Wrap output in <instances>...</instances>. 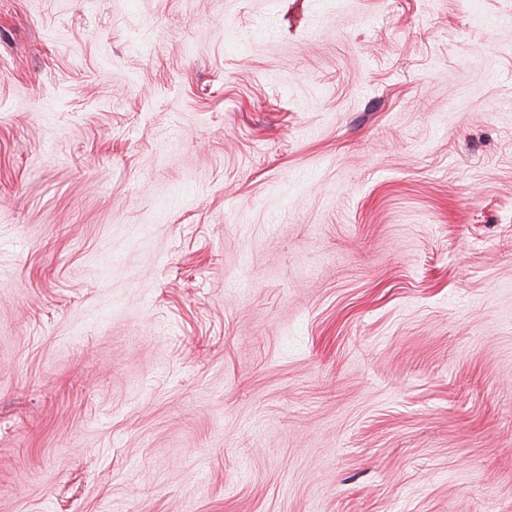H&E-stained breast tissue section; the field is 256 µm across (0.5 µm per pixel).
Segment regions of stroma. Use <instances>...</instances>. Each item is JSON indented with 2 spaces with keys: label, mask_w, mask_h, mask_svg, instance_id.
<instances>
[{
  "label": "stroma",
  "mask_w": 512,
  "mask_h": 512,
  "mask_svg": "<svg viewBox=\"0 0 512 512\" xmlns=\"http://www.w3.org/2000/svg\"><path fill=\"white\" fill-rule=\"evenodd\" d=\"M0 512H512V0H0Z\"/></svg>",
  "instance_id": "35a3bbf8"
}]
</instances>
